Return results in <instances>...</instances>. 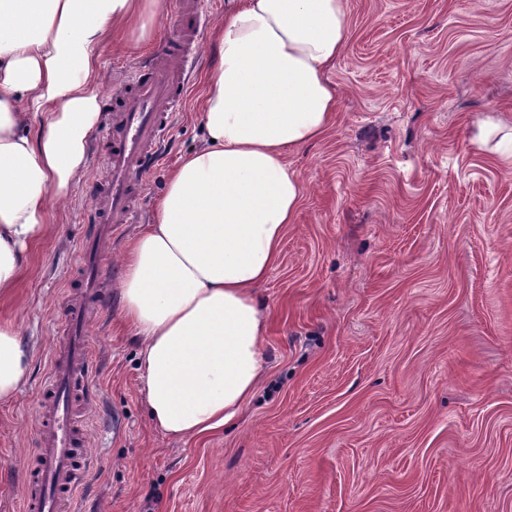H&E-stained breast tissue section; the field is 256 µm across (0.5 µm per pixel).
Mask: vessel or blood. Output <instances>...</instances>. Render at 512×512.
I'll use <instances>...</instances> for the list:
<instances>
[{"mask_svg":"<svg viewBox=\"0 0 512 512\" xmlns=\"http://www.w3.org/2000/svg\"><path fill=\"white\" fill-rule=\"evenodd\" d=\"M179 10V34L130 71L126 90L108 106L111 118L101 141L107 147L103 161L109 178L89 190L91 210L99 221L78 243L80 287L66 304L62 340L51 353L42 381L34 459L23 483L20 512H67L93 456L86 413L98 398L89 328L103 293L104 247L114 225L139 222L137 200L146 173L157 160L176 112L184 108L189 73L199 60L195 37L201 19L187 5Z\"/></svg>","mask_w":512,"mask_h":512,"instance_id":"obj_1","label":"vessel or blood"}]
</instances>
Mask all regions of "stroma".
<instances>
[{
    "mask_svg": "<svg viewBox=\"0 0 512 512\" xmlns=\"http://www.w3.org/2000/svg\"><path fill=\"white\" fill-rule=\"evenodd\" d=\"M178 0L141 53L105 44L103 99L180 25ZM190 79L162 161L139 199L149 223L171 171L202 143L212 25L231 0H195ZM328 78L336 116L289 152L296 220L257 297L267 371L235 424L174 440L150 423L138 346L118 313L121 257L91 340L99 403L82 512H512V159L471 141L474 119L512 130V0H347ZM91 139L56 232L34 244L0 320L34 345L27 384L0 403V512H18L34 455L38 388L61 330L89 183L107 173Z\"/></svg>",
    "mask_w": 512,
    "mask_h": 512,
    "instance_id": "1",
    "label": "stroma"
}]
</instances>
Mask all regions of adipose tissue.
<instances>
[{
  "instance_id": "adipose-tissue-1",
  "label": "adipose tissue",
  "mask_w": 512,
  "mask_h": 512,
  "mask_svg": "<svg viewBox=\"0 0 512 512\" xmlns=\"http://www.w3.org/2000/svg\"><path fill=\"white\" fill-rule=\"evenodd\" d=\"M161 0H0V297L12 295L53 201L84 169L97 127L106 40L135 51ZM347 35L346 0H237L215 29L200 120L204 146L169 176L123 257L121 319L138 342L151 424L185 439L223 428L266 372L256 287L276 264L302 185L288 152L336 112L327 73ZM33 349L0 322V401L25 384Z\"/></svg>"
}]
</instances>
